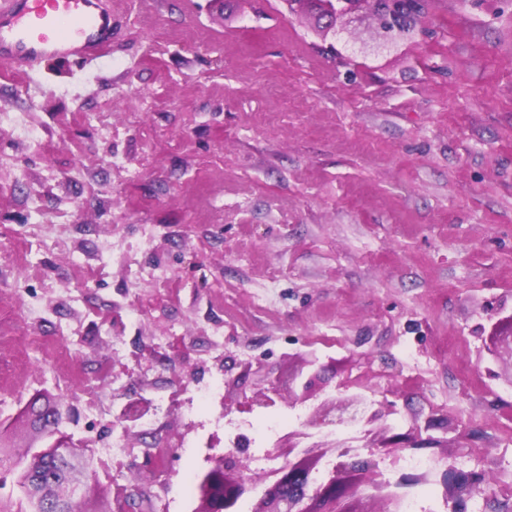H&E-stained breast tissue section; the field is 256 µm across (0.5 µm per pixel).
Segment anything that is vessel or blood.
Returning a JSON list of instances; mask_svg holds the SVG:
<instances>
[{"instance_id": "vessel-or-blood-1", "label": "vessel or blood", "mask_w": 512, "mask_h": 512, "mask_svg": "<svg viewBox=\"0 0 512 512\" xmlns=\"http://www.w3.org/2000/svg\"><path fill=\"white\" fill-rule=\"evenodd\" d=\"M112 45V0H0V68L38 73L52 59L89 64Z\"/></svg>"}]
</instances>
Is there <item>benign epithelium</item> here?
I'll return each mask as SVG.
<instances>
[{
    "instance_id": "obj_1",
    "label": "benign epithelium",
    "mask_w": 512,
    "mask_h": 512,
    "mask_svg": "<svg viewBox=\"0 0 512 512\" xmlns=\"http://www.w3.org/2000/svg\"><path fill=\"white\" fill-rule=\"evenodd\" d=\"M290 12H297L312 4L316 9L317 28L324 35H350L360 28L373 31L374 38L360 45L365 55L379 56L397 49L403 42L424 31L427 0H284ZM489 350L508 380L512 382V316L491 325L488 334ZM317 360L309 359L303 368L291 378H301V393L295 400L304 403L311 397L317 374ZM241 371L224 381V413L244 412L251 408L253 400L239 389V379L260 371L245 362L239 364ZM262 401L274 404L282 398L280 383L272 377L264 379ZM150 404L133 398L126 404L122 421L125 429ZM393 411V405L381 402L370 408L361 397H336L325 399L310 407L304 427L321 429L333 425H357L367 435L378 432L376 423ZM73 409L60 401L46 402L38 417L48 425L61 419ZM325 453L316 446L302 448L288 464L273 470L269 483L262 492H257L253 478H244L246 465L228 452L217 463L201 475L199 507L195 512H237L238 504L252 502V512H373L371 509L356 511L345 507V502L354 493L353 484L343 474L339 465L326 473L317 484L311 482V474ZM94 460L88 445L63 433H51L36 451L29 464L17 471L16 477L28 495L39 502L52 505L50 512H80L87 492V477L93 469ZM360 470L370 475L368 485L371 493L366 498L377 497L387 501L386 512H401L402 498L388 490V484L378 480V463L369 458L358 462Z\"/></svg>"
}]
</instances>
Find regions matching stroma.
I'll return each mask as SVG.
<instances>
[{"label": "stroma", "instance_id": "35a3bbf8", "mask_svg": "<svg viewBox=\"0 0 512 512\" xmlns=\"http://www.w3.org/2000/svg\"><path fill=\"white\" fill-rule=\"evenodd\" d=\"M92 75L0 70V425L37 444L28 404L73 407L92 440L84 512L141 482L137 512H193L188 480L228 450L278 467L265 408L197 403L233 358L325 397L395 411L382 454L418 512H512V384L486 351L512 316V0H430L428 32L341 62L282 0H112ZM25 116L34 135L16 137ZM42 315L31 319L28 308ZM151 404L170 472L116 427ZM123 464L104 453L113 440ZM430 457L432 491L402 462ZM479 477L450 499L449 474ZM317 365L316 359H309L303 363V366L299 369V371L295 374L293 378H291V383H289L288 390L289 392L295 393L293 385L297 378H302L304 381L301 384V393H295V400L301 403H305L312 396L311 391L315 386V380L317 377V369H315ZM306 369V371H304Z\"/></svg>", "mask_w": 512, "mask_h": 512}]
</instances>
